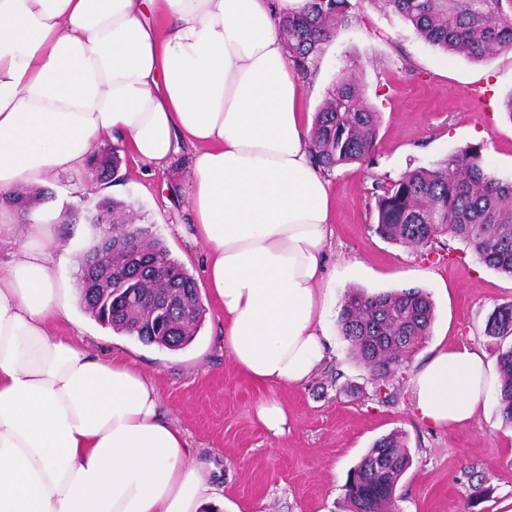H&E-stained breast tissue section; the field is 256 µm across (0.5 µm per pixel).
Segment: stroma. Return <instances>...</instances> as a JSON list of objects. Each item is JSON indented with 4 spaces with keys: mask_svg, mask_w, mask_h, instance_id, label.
<instances>
[{
    "mask_svg": "<svg viewBox=\"0 0 512 512\" xmlns=\"http://www.w3.org/2000/svg\"><path fill=\"white\" fill-rule=\"evenodd\" d=\"M351 25L327 45L313 82L302 88L306 111H317L339 71L359 62L365 98L382 116L375 163L338 166L328 176L335 199L333 247L326 257L333 290L328 309L325 368L305 383L277 391L288 406V428L276 436L254 416L268 389L231 362L222 346L220 318L207 305L201 330L181 351L145 346L114 333L82 308L90 347L111 355L118 345L156 383L169 417L190 443L188 461L212 469L224 487L223 512H343L352 469L379 437L401 433L412 458L398 484L400 512H512V426L490 389L476 421L464 428H436L412 412L410 381L401 379L390 403L378 401L368 368L350 353L337 318L347 288L374 294L420 288L434 303L431 333L414 353L418 369L440 348L465 343L482 352L489 370L497 353L484 328L488 315L512 301V279L488 268L461 241L416 252L384 240L371 194L374 175L398 176L430 168L448 154L481 145L488 172L512 181V52L483 62L450 55L418 36L399 16L372 0H349ZM185 155L154 174L122 165V180L77 196V181L62 175L49 184L52 202L39 207L60 224L64 245L78 255L89 244V215L102 199L131 204L138 225L156 231L189 273L199 275L201 245L172 233L189 221L179 195L188 170ZM172 197L167 208L163 197Z\"/></svg>",
    "mask_w": 512,
    "mask_h": 512,
    "instance_id": "obj_1",
    "label": "stroma"
}]
</instances>
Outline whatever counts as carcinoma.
<instances>
[{"label": "carcinoma", "mask_w": 512, "mask_h": 512, "mask_svg": "<svg viewBox=\"0 0 512 512\" xmlns=\"http://www.w3.org/2000/svg\"><path fill=\"white\" fill-rule=\"evenodd\" d=\"M380 9L398 15L428 43L450 54L482 61L512 50V0H374ZM349 0H308L306 7L280 22L288 60L304 80L312 79L326 45L349 22ZM355 62L343 67L318 108L310 134L314 163L328 175L344 164H373L381 125L380 113L365 102ZM122 158L96 154L91 171L100 179L117 178ZM376 199L375 232L412 250L446 237L471 248L485 266L512 278V182H503L485 169L482 147L469 146L441 159L432 168H414L398 178L373 177ZM40 190L19 192L14 210L27 214L48 201ZM128 204L100 203L89 222L99 223L125 213ZM138 238L140 252L152 262L149 273L134 267L129 278L112 277V296L91 295L80 274L84 308L112 331L145 345L170 351L189 346L203 322L204 307L191 312L178 307L153 310L155 300L172 293L198 290L193 276L175 258L161 237L139 225L128 227ZM86 252L97 258V273L112 265V253L94 234ZM434 305L420 288L369 294L351 288L338 316L340 335L351 352L369 367L376 395L394 398V380L409 368L412 355L430 335ZM485 334L504 340L512 336V302L488 316ZM503 421L512 425V344L497 355ZM410 466L402 438L393 433L376 440L350 473L346 483V512H399L398 483Z\"/></svg>", "instance_id": "carcinoma-1"}]
</instances>
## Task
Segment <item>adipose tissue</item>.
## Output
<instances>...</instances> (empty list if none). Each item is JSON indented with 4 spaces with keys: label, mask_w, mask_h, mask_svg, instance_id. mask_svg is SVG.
Masks as SVG:
<instances>
[{
    "label": "adipose tissue",
    "mask_w": 512,
    "mask_h": 512,
    "mask_svg": "<svg viewBox=\"0 0 512 512\" xmlns=\"http://www.w3.org/2000/svg\"><path fill=\"white\" fill-rule=\"evenodd\" d=\"M306 0H0V197L92 180L102 139L181 189L235 367L272 388L325 359L333 201L279 21ZM0 512H218L154 381L70 325L52 224L0 215ZM490 376L453 344L411 379L416 415L465 427Z\"/></svg>",
    "instance_id": "adipose-tissue-1"
}]
</instances>
